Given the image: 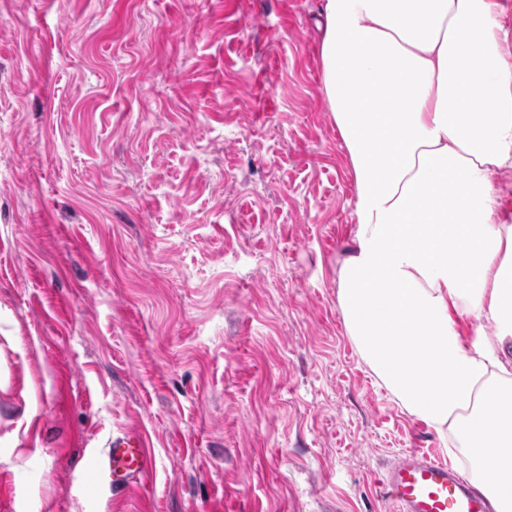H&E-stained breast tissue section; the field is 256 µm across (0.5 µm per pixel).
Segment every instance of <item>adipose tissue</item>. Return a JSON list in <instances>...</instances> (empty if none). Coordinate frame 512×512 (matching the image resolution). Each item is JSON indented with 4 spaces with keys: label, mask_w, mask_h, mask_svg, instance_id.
<instances>
[{
    "label": "adipose tissue",
    "mask_w": 512,
    "mask_h": 512,
    "mask_svg": "<svg viewBox=\"0 0 512 512\" xmlns=\"http://www.w3.org/2000/svg\"><path fill=\"white\" fill-rule=\"evenodd\" d=\"M501 0H324V94L356 179L348 336L512 512V57ZM492 332L465 337L458 317Z\"/></svg>",
    "instance_id": "1"
}]
</instances>
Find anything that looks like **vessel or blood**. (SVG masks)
Listing matches in <instances>:
<instances>
[{
	"mask_svg": "<svg viewBox=\"0 0 512 512\" xmlns=\"http://www.w3.org/2000/svg\"><path fill=\"white\" fill-rule=\"evenodd\" d=\"M95 469L115 485L144 481L152 470L145 438L133 430L109 437ZM381 488L394 512H491L489 500L429 448L398 452L384 471Z\"/></svg>",
	"mask_w": 512,
	"mask_h": 512,
	"instance_id": "1",
	"label": "vessel or blood"
}]
</instances>
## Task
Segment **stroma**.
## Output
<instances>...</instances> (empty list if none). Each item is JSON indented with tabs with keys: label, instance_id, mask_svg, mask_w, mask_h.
I'll use <instances>...</instances> for the list:
<instances>
[{
	"label": "stroma",
	"instance_id": "1",
	"mask_svg": "<svg viewBox=\"0 0 512 512\" xmlns=\"http://www.w3.org/2000/svg\"><path fill=\"white\" fill-rule=\"evenodd\" d=\"M320 4L0 0V512H393L443 449L345 330ZM152 470V459L145 438L133 430L112 435L95 464L113 485L130 486L144 481Z\"/></svg>",
	"mask_w": 512,
	"mask_h": 512
}]
</instances>
